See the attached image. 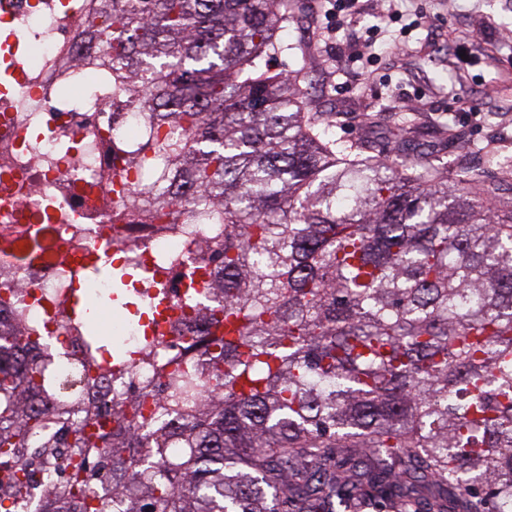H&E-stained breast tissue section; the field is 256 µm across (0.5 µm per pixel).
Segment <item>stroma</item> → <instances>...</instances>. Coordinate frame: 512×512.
<instances>
[{
  "instance_id": "obj_1",
  "label": "stroma",
  "mask_w": 512,
  "mask_h": 512,
  "mask_svg": "<svg viewBox=\"0 0 512 512\" xmlns=\"http://www.w3.org/2000/svg\"><path fill=\"white\" fill-rule=\"evenodd\" d=\"M298 2L281 32L289 50L273 66L297 77L307 110L337 138L389 161H512V0H408L422 23L406 37L380 18L376 0H361L360 26L380 30L370 74L340 64L353 32L324 45L318 0Z\"/></svg>"
}]
</instances>
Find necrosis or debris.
I'll list each match as a JSON object with an SVG mask.
<instances>
[{"label": "necrosis or debris", "mask_w": 512, "mask_h": 512, "mask_svg": "<svg viewBox=\"0 0 512 512\" xmlns=\"http://www.w3.org/2000/svg\"><path fill=\"white\" fill-rule=\"evenodd\" d=\"M83 13L62 11L57 0H0V234L27 236L53 227L55 244L74 262L91 250L120 256L142 276L168 263L169 298L184 299L188 253L203 255L209 224H145L130 210L113 214V156L108 145L138 150L149 137L134 104L112 107L99 94V71L76 63ZM81 287L117 349L135 352L150 336L152 316L119 318L109 305L111 283L76 281L52 257L20 263L0 253V299H14L32 334L64 336L69 323L52 310L55 297Z\"/></svg>", "instance_id": "obj_1"}]
</instances>
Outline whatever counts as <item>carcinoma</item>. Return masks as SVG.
Wrapping results in <instances>:
<instances>
[{"label":"carcinoma","instance_id":"cac0c4a2","mask_svg":"<svg viewBox=\"0 0 512 512\" xmlns=\"http://www.w3.org/2000/svg\"><path fill=\"white\" fill-rule=\"evenodd\" d=\"M293 0H92L84 35L112 104L138 102L151 224L224 225L170 323L191 354L109 360L79 327L83 389L60 393L33 336L0 317V512L62 470L35 512H512V209L481 167L351 156L271 60ZM21 262L36 239L0 237ZM74 276L113 278L91 258ZM164 391L108 397L135 362Z\"/></svg>","mask_w":512,"mask_h":512}]
</instances>
